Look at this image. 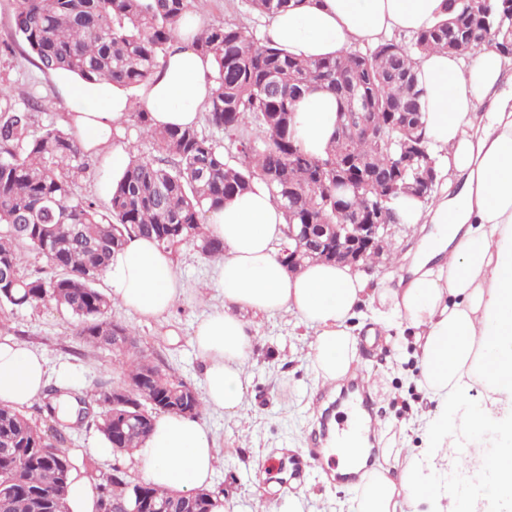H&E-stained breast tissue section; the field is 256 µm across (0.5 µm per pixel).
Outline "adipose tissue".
Wrapping results in <instances>:
<instances>
[{
	"label": "adipose tissue",
	"instance_id": "ef3b65f1",
	"mask_svg": "<svg viewBox=\"0 0 512 512\" xmlns=\"http://www.w3.org/2000/svg\"><path fill=\"white\" fill-rule=\"evenodd\" d=\"M442 6L443 0H306L275 15L269 37L298 57L334 56L356 42L431 27ZM198 24L186 16L166 63L134 101L121 87L54 71L84 151L110 145L137 104L158 128L197 123L213 90V60L192 45ZM510 66L487 47L468 63L445 53L417 60L426 90L425 136L446 158L449 179L463 184L432 205L406 203L408 224L436 227L422 237L408 280L374 281L362 270L321 262L289 273L276 250L286 239L285 219L262 182L209 212L208 228L226 253L212 283L224 305L206 313L193 335L206 409L235 415L243 407L253 340L243 312L296 316L314 335L312 365L324 383L344 378L359 363L350 322L369 312L384 330L414 337L422 382L438 402L436 413L423 418L425 444L451 469L472 475L473 487L452 501L450 512H512V88L503 86ZM484 101L489 107L483 111ZM336 112L335 98L323 91L298 103V136L308 152L322 154ZM105 278L112 299L145 318L161 317L184 294L172 253L144 237L129 240ZM46 380L43 353L15 340L0 342L1 403L30 404ZM477 384L489 393L481 406L469 401ZM476 442L483 453L463 455ZM218 460L199 419L168 413L155 421L139 469L145 482L189 494L209 486ZM440 494L434 473L417 461L396 472L381 465L365 481L357 512H399L402 503Z\"/></svg>",
	"mask_w": 512,
	"mask_h": 512
}]
</instances>
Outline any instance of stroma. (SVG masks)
Segmentation results:
<instances>
[{"instance_id": "35a3bbf8", "label": "stroma", "mask_w": 512, "mask_h": 512, "mask_svg": "<svg viewBox=\"0 0 512 512\" xmlns=\"http://www.w3.org/2000/svg\"><path fill=\"white\" fill-rule=\"evenodd\" d=\"M1 87L20 107L29 96L40 100L33 132L65 126L64 99L22 48L0 54ZM85 163L70 174L76 193L107 204L105 187L113 179L105 155L86 156ZM174 259L186 294L168 313L146 320L116 303L111 318L132 330L151 360L198 387L203 364L193 345L194 327L209 308L222 305L223 298L209 287L215 259L190 242L179 247ZM248 321L254 349L243 408L236 416L207 410L201 417L220 448L211 491L223 496L224 512H253L259 502L266 512H286L292 495L302 499L303 512H353L360 486L326 482L317 464L296 469L297 460L308 453V436L320 430L315 408L326 399L325 385L314 378L311 331L285 311L252 315ZM75 325L68 312L52 303L0 308V342L13 338L43 352L49 385H58L67 374L76 380L75 392L83 395L101 380L119 378L121 368L117 353L74 338ZM358 340L360 367L371 378L379 424L374 462L398 454L425 457L419 418L435 411L436 403L420 385L413 336L394 329L372 339L363 329Z\"/></svg>"}]
</instances>
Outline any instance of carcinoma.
<instances>
[{
  "label": "carcinoma",
  "mask_w": 512,
  "mask_h": 512,
  "mask_svg": "<svg viewBox=\"0 0 512 512\" xmlns=\"http://www.w3.org/2000/svg\"><path fill=\"white\" fill-rule=\"evenodd\" d=\"M205 0H14L13 42L22 44L43 72L69 70L90 83L138 88L160 67L183 17ZM301 0H246L250 14L271 19ZM446 16L417 32L411 44L383 39L362 50L307 59L288 54L245 25L210 23L195 39L198 51L214 59L215 88L205 104L209 126L224 131L227 145L196 127L156 128L149 113L127 114L165 154L134 157L112 185L102 210L95 198L77 196L69 171L83 167L85 154L75 135L49 127L33 135L37 100L25 108L0 89V307L52 302L77 319L74 335L116 351L123 379L97 384L89 398H77L76 420L62 417L61 388L44 391L42 412L51 426L33 425L0 403V512H68L72 460L61 445L66 430L91 417L119 453L138 448L153 420L113 426L142 406L198 417L202 394L185 395L187 383L163 364L148 360L127 326L108 317L112 299L95 288L110 257L129 239L146 237L174 252L194 242L210 258L224 255V242L205 230L206 213L251 189L260 180L283 210L288 224H354L369 214L385 224L402 223L399 207L423 203L437 191L407 188L436 159L423 133L424 89L416 57L432 52L463 57L481 46L512 58V0H445ZM336 97L339 111L366 113L368 130L336 124L324 154L306 152L295 134L296 103L314 90ZM236 151L235 160L226 156ZM46 260L49 278L23 273L26 253ZM130 387V396L114 390ZM98 512L134 508L137 498L170 504L173 491L110 473L95 484Z\"/></svg>",
  "instance_id": "cac0c4a2"
}]
</instances>
